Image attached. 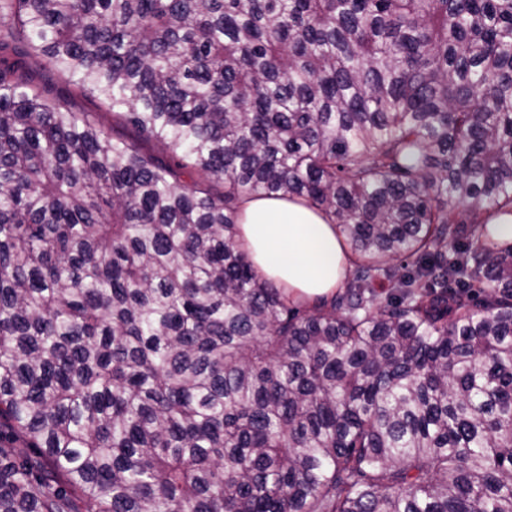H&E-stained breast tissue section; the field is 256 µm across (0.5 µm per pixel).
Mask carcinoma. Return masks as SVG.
Here are the masks:
<instances>
[{"instance_id":"1","label":"carcinoma","mask_w":512,"mask_h":512,"mask_svg":"<svg viewBox=\"0 0 512 512\" xmlns=\"http://www.w3.org/2000/svg\"><path fill=\"white\" fill-rule=\"evenodd\" d=\"M0 23V512H512V0ZM19 54L168 158L47 105ZM254 195L333 217L341 288L257 275Z\"/></svg>"}]
</instances>
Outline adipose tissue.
I'll use <instances>...</instances> for the list:
<instances>
[{
    "mask_svg": "<svg viewBox=\"0 0 512 512\" xmlns=\"http://www.w3.org/2000/svg\"><path fill=\"white\" fill-rule=\"evenodd\" d=\"M236 240L261 277L296 298L329 296L345 277L347 257L335 224L302 199L242 200Z\"/></svg>",
    "mask_w": 512,
    "mask_h": 512,
    "instance_id": "ef3b65f1",
    "label": "adipose tissue"
}]
</instances>
